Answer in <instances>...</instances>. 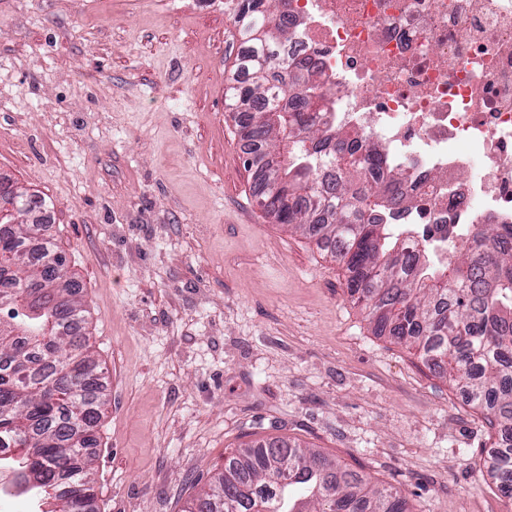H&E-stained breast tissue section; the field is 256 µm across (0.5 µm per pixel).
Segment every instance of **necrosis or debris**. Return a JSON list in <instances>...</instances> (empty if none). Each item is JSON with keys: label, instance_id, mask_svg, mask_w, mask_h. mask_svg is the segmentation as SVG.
Instances as JSON below:
<instances>
[{"label": "necrosis or debris", "instance_id": "1", "mask_svg": "<svg viewBox=\"0 0 512 512\" xmlns=\"http://www.w3.org/2000/svg\"><path fill=\"white\" fill-rule=\"evenodd\" d=\"M330 126L409 171L403 224H512V0H288Z\"/></svg>", "mask_w": 512, "mask_h": 512}]
</instances>
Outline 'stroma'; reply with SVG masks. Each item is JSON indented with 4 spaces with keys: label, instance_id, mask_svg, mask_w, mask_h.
<instances>
[{
    "label": "stroma",
    "instance_id": "obj_1",
    "mask_svg": "<svg viewBox=\"0 0 512 512\" xmlns=\"http://www.w3.org/2000/svg\"><path fill=\"white\" fill-rule=\"evenodd\" d=\"M238 0H0V175L44 196L107 393L95 512H184L288 437L411 512H512L498 431L254 199L224 87Z\"/></svg>",
    "mask_w": 512,
    "mask_h": 512
}]
</instances>
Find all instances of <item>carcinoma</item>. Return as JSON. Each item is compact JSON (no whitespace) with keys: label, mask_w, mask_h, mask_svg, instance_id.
Wrapping results in <instances>:
<instances>
[{"label":"carcinoma","mask_w":512,"mask_h":512,"mask_svg":"<svg viewBox=\"0 0 512 512\" xmlns=\"http://www.w3.org/2000/svg\"><path fill=\"white\" fill-rule=\"evenodd\" d=\"M286 0H239L240 50L225 85L245 132L255 191L277 192L265 213L316 239L343 265L346 290L369 309L375 331L413 345L442 369L490 423L504 428L489 475L512 499V230L469 224L470 242L448 252L444 239L414 224H389L403 202L405 175L378 178L385 160L325 126L313 112L323 96L308 63L288 56ZM341 176L319 181L323 164ZM27 221L0 224V296L21 299L0 316V471L12 485L53 499L50 512H90L95 499L91 433L101 389L84 309L68 298L66 259L27 241L48 221L46 199L17 194ZM227 480L192 500L186 512H410L396 489H375L336 460L286 438L259 441L224 456Z\"/></svg>","instance_id":"cac0c4a2"}]
</instances>
